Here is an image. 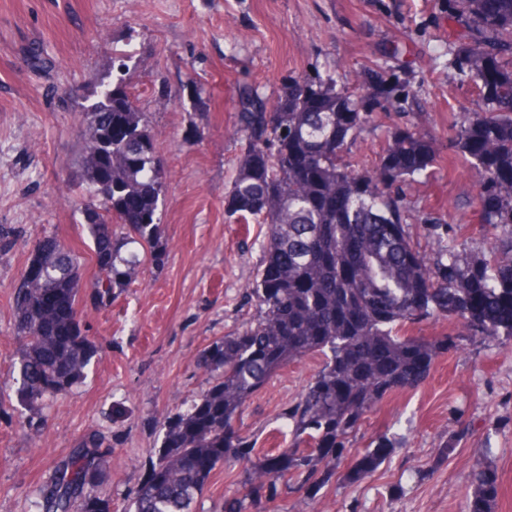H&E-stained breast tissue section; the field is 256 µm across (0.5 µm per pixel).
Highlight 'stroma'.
Masks as SVG:
<instances>
[{"instance_id": "stroma-1", "label": "stroma", "mask_w": 512, "mask_h": 512, "mask_svg": "<svg viewBox=\"0 0 512 512\" xmlns=\"http://www.w3.org/2000/svg\"><path fill=\"white\" fill-rule=\"evenodd\" d=\"M447 40L445 0H0V230L12 239L0 250V395L17 388L14 296L34 242L58 236L75 248L84 279L96 271L76 183L84 108L111 78L113 56L125 58V85L154 137L165 186L163 265L136 269L111 306L80 304L98 348L84 382L45 410L39 437L24 427L21 406L0 418V512H35L33 490L97 431L112 437L103 496L111 512H128L165 420L209 386L202 350L254 318L247 290L267 227L244 223L224 202L241 157L239 86L273 102L288 75L319 70L359 88L364 66L406 43L409 108L379 113L349 155L374 164L391 129L419 124L437 164L404 197L416 250L430 252L438 224L462 227L472 254L488 248L494 231L475 223L474 181L449 141L474 94L465 76L434 59ZM406 331L449 335L455 346L418 387L368 413L350 440L357 455L387 438L389 457L364 480L314 496L290 487L288 512H466L471 472L486 463L499 476L494 512H512V341H480L432 317ZM322 361L289 364L248 402L237 427L257 452L286 447L282 414ZM241 470L217 465L194 512H224L225 498L243 492Z\"/></svg>"}]
</instances>
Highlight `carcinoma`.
Here are the masks:
<instances>
[{"label": "carcinoma", "instance_id": "cac0c4a2", "mask_svg": "<svg viewBox=\"0 0 512 512\" xmlns=\"http://www.w3.org/2000/svg\"><path fill=\"white\" fill-rule=\"evenodd\" d=\"M448 66L474 84L477 101L464 110L451 142L468 158L477 188V223L500 230L489 256L467 252L466 240L438 239L429 258L414 248L403 197L437 161L434 142L409 127L395 129L377 165L357 171L345 155L372 113L362 96L337 87L331 73L288 78L280 112L265 111L257 89L240 91L237 133L243 142L227 211L268 226L264 260L251 288L257 317L201 355L215 382L168 418L156 461L135 491L129 512H192L216 465L246 466L242 496L224 512L276 503L291 479L315 496L336 478L358 482L387 458L379 439L348 459L347 444L366 413L396 390L418 386L448 338L429 342L402 328L431 316L458 318L481 340H512V0H447ZM369 106L403 107L411 96L405 66L369 69ZM126 96L123 78L101 82L86 107L81 153L85 219L99 276L89 284L109 306L128 287L132 271L164 263L158 234L164 195L163 163L142 113L105 112L104 98ZM112 154L100 191L90 154ZM15 295L17 402L34 414L68 395L98 353L85 335L78 307L82 273L76 252L34 248ZM52 290L69 310L51 313ZM310 354L324 357L300 398L284 413L292 444L258 455L235 427L252 396L278 370ZM308 447L303 448L301 444ZM100 434L83 438L50 485L33 491L38 512H110L97 493L104 476ZM344 472H338L342 464ZM468 512H494V467L473 473Z\"/></svg>", "mask_w": 512, "mask_h": 512}]
</instances>
